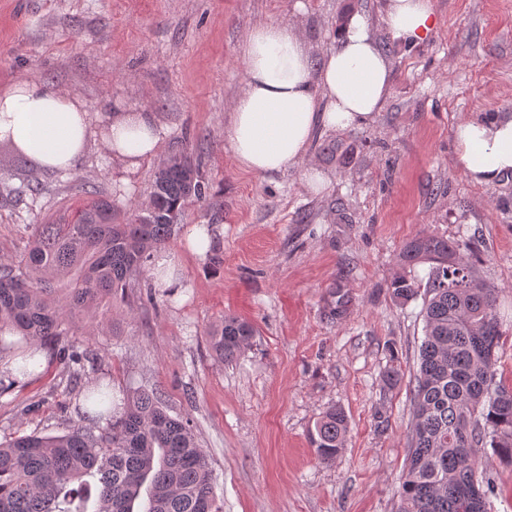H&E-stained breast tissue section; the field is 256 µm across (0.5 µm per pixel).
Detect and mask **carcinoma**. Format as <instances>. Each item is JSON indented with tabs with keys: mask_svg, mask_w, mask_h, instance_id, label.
<instances>
[{
	"mask_svg": "<svg viewBox=\"0 0 512 512\" xmlns=\"http://www.w3.org/2000/svg\"><path fill=\"white\" fill-rule=\"evenodd\" d=\"M207 197L199 165L179 154L156 167L148 201L124 224L112 221V199L102 196L73 221L61 215L33 225L22 258L0 263V344L19 336L49 346L74 377L83 375L88 351L69 337L112 328V299L146 277L187 202ZM459 249L419 234L398 256L404 266L430 264L398 512H488L495 489L481 448L512 460V390L497 381V289L475 279ZM418 292L403 277L393 283L402 302ZM254 335L251 323L228 316L209 334L210 349L230 362ZM348 432L345 412L327 409L310 432L318 459L334 460ZM143 491L145 512H224L190 420L170 415L157 391H136L95 432L19 433L0 443V512H134Z\"/></svg>",
	"mask_w": 512,
	"mask_h": 512,
	"instance_id": "1",
	"label": "carcinoma"
}]
</instances>
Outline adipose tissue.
<instances>
[{
  "label": "adipose tissue",
  "mask_w": 512,
  "mask_h": 512,
  "mask_svg": "<svg viewBox=\"0 0 512 512\" xmlns=\"http://www.w3.org/2000/svg\"><path fill=\"white\" fill-rule=\"evenodd\" d=\"M386 24L405 42L425 39L435 26L432 0H386ZM246 81L224 127L239 168L283 171L303 161L319 128L357 127L388 97L390 64L362 16L342 25L335 46L313 56L289 24L257 25L241 46ZM90 134L86 103L58 88L19 80L0 90V141L44 169L72 168ZM163 129L153 117L115 107L104 134L113 158L128 167L156 156ZM455 164L474 183L492 186L512 174V113L463 118L453 128Z\"/></svg>",
  "instance_id": "ef3b65f1"
}]
</instances>
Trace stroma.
Masks as SVG:
<instances>
[{"instance_id":"35a3bbf8","label":"stroma","mask_w":512,"mask_h":512,"mask_svg":"<svg viewBox=\"0 0 512 512\" xmlns=\"http://www.w3.org/2000/svg\"><path fill=\"white\" fill-rule=\"evenodd\" d=\"M383 4L0 0V88L40 81L79 96L91 115L87 149L66 171L0 143V261L20 259L33 225L76 218L97 190L124 221L172 155L190 154L211 187L206 202L187 203L165 248L172 286L148 274L113 301V333L80 337L92 350L80 379L51 358L37 378L0 389V442L20 429L92 427L83 396L94 383L118 399L148 386L171 415L190 419L224 512H397L424 320L422 299L397 301L392 288L400 276L425 285L428 265L398 262L420 233L476 246L475 275L497 289L498 376L512 388V176L478 186L453 164L459 119L512 113V0H433L436 26L416 44L392 37ZM353 13L391 67L382 108L357 128L318 129L307 162L240 169L224 124L244 85L240 47L251 28L293 24L319 55ZM118 104L166 130L158 155L134 169L104 146ZM310 163L325 176L316 192L303 186ZM29 184L40 194L24 193ZM194 227L209 235L205 255L189 249ZM339 288L349 305L336 320L328 311ZM149 290L156 306L139 302ZM228 315L256 334L222 363L208 335ZM391 365L402 380L386 386ZM332 406L349 433L324 463L308 432Z\"/></svg>"}]
</instances>
